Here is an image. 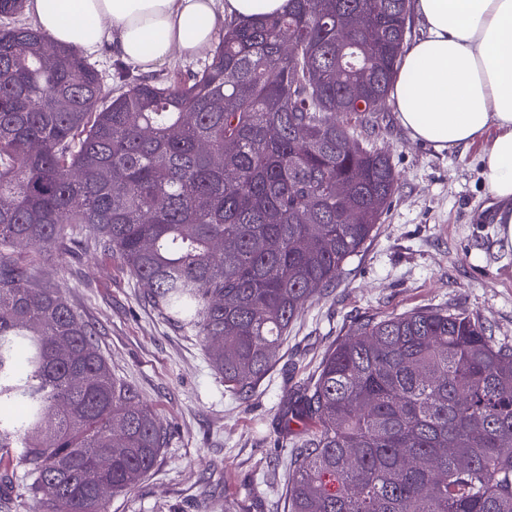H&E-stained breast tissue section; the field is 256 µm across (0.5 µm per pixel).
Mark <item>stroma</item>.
Wrapping results in <instances>:
<instances>
[{"instance_id": "stroma-1", "label": "stroma", "mask_w": 512, "mask_h": 512, "mask_svg": "<svg viewBox=\"0 0 512 512\" xmlns=\"http://www.w3.org/2000/svg\"><path fill=\"white\" fill-rule=\"evenodd\" d=\"M375 148L399 178L377 230L288 334L280 366L249 401L225 387L202 342L142 300L121 260L92 247L45 249L33 274L97 329L117 379L154 409L167 444L107 512H288L292 437L278 431L291 386L362 319L427 307L463 310L512 339V245L494 222L481 145L439 152L411 139L395 107L375 112Z\"/></svg>"}]
</instances>
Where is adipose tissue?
Returning <instances> with one entry per match:
<instances>
[{"label": "adipose tissue", "mask_w": 512, "mask_h": 512, "mask_svg": "<svg viewBox=\"0 0 512 512\" xmlns=\"http://www.w3.org/2000/svg\"><path fill=\"white\" fill-rule=\"evenodd\" d=\"M290 0H26L55 44L91 51L112 42L145 71L191 57L227 21L287 13ZM425 32L404 55L392 87L410 137L481 155L495 221L512 241V0H414Z\"/></svg>", "instance_id": "adipose-tissue-1"}]
</instances>
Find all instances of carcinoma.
Here are the masks:
<instances>
[{
	"mask_svg": "<svg viewBox=\"0 0 512 512\" xmlns=\"http://www.w3.org/2000/svg\"><path fill=\"white\" fill-rule=\"evenodd\" d=\"M291 2L224 25L196 71L122 68L107 93L81 52L6 23L23 0H0V404L21 405L0 414V458L42 512H106L101 489L146 476L166 429L19 246L117 255L247 400L398 190L369 114L406 52L407 0ZM356 12L370 25L348 46ZM294 423L288 512H512V342L465 311L359 321L291 396Z\"/></svg>",
	"mask_w": 512,
	"mask_h": 512,
	"instance_id": "carcinoma-1",
	"label": "carcinoma"
}]
</instances>
